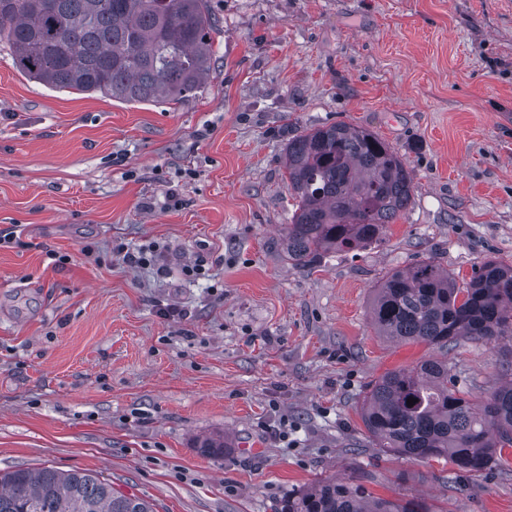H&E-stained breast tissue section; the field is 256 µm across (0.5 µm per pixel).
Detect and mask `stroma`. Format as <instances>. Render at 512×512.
Returning a JSON list of instances; mask_svg holds the SVG:
<instances>
[{"label":"stroma","mask_w":512,"mask_h":512,"mask_svg":"<svg viewBox=\"0 0 512 512\" xmlns=\"http://www.w3.org/2000/svg\"><path fill=\"white\" fill-rule=\"evenodd\" d=\"M206 10L215 67L180 103L51 89L0 43V470L92 472L156 512H278L351 474L434 512H512V448L471 477L377 447L359 410L428 358L478 400L512 380L510 340L444 350L370 322L392 270L430 258L463 287L512 265V0ZM340 121L406 157L413 201L309 270L284 243L285 145ZM154 242V265L124 263ZM217 431L230 448H197Z\"/></svg>","instance_id":"stroma-1"}]
</instances>
